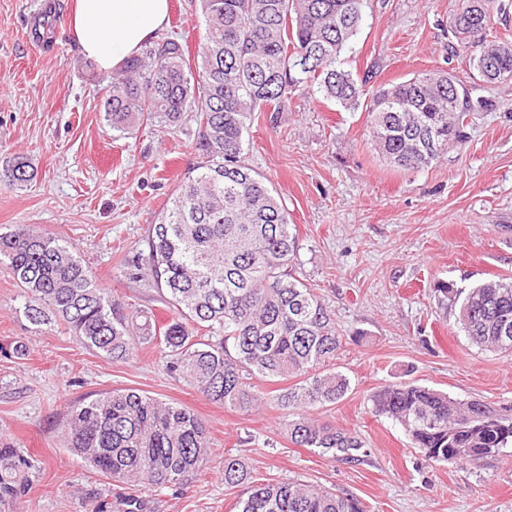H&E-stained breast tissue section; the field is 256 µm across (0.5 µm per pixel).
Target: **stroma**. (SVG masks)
Instances as JSON below:
<instances>
[{"label":"stroma","instance_id":"35a3bbf8","mask_svg":"<svg viewBox=\"0 0 512 512\" xmlns=\"http://www.w3.org/2000/svg\"><path fill=\"white\" fill-rule=\"evenodd\" d=\"M71 3L0 0V164L20 155L36 173L23 189L0 183V228L67 238L99 287L161 327L172 311L128 263L147 257L149 226L199 156L178 132L107 126L101 88L68 26ZM461 4L368 0L342 63L375 85L452 70L473 97L493 104L471 114L464 147L423 170L394 171L364 111L303 91L282 111L256 115L247 135L243 161L285 204L297 229L296 269L344 338L336 368L350 390L314 415L356 433L369 457L344 464L293 445L287 412L212 403L169 374L152 347L115 363L63 322L35 328L22 314L21 288L0 269V445L36 465L30 491L9 512H85L94 498L118 512L111 479L64 448L61 426L68 405L125 388L188 408L209 429L202 474L151 497V512H233L237 497L224 490L230 454L271 478L352 494L366 512H512V446L475 466L430 464L369 400L381 386L413 379L461 400L512 406V356L473 345L442 294L512 277V82L482 81L449 54ZM165 29L184 34L198 56L206 25L196 0H170Z\"/></svg>","mask_w":512,"mask_h":512}]
</instances>
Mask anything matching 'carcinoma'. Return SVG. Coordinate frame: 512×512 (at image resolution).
Listing matches in <instances>:
<instances>
[{
    "label": "carcinoma",
    "mask_w": 512,
    "mask_h": 512,
    "mask_svg": "<svg viewBox=\"0 0 512 512\" xmlns=\"http://www.w3.org/2000/svg\"><path fill=\"white\" fill-rule=\"evenodd\" d=\"M366 0H198L207 33L198 71L187 67L175 34L146 43L105 77V120L116 130L159 125L182 132L201 162L187 172L165 213L148 230L144 276L175 316L162 331L99 287L73 246L27 225L0 233V267L24 288L23 313L35 327L59 320L83 344L122 363L137 345L155 344L167 370L193 381L210 401L248 410L288 409L290 441L343 463L370 455L361 438L307 410L334 405L350 380L334 367L343 347L336 323L314 290L291 269L297 237L288 211L242 155L257 112H279L288 95L315 91L346 108L365 107L372 140L394 168L419 171L448 148L467 143L471 98L447 72L394 84L357 82L338 66L358 35ZM495 0H462L450 53L468 57L486 77V60L512 76V41H488ZM33 179L24 156L0 168L19 188ZM457 323L471 343L512 355V278L460 294ZM292 384L276 394L251 380ZM375 413L400 423L428 463L477 464L512 443V414L462 401L415 381L370 395ZM64 447L112 482L130 486L122 512H149L138 494L182 488L200 475L210 448L205 424L189 409L138 389L114 390L74 405L63 423ZM32 465L18 448H0V508L29 491ZM245 487L238 512H364L353 495L303 480L255 477L245 462L224 458V489Z\"/></svg>",
    "instance_id": "cac0c4a2"
}]
</instances>
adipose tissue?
I'll use <instances>...</instances> for the list:
<instances>
[{"instance_id":"obj_1","label":"adipose tissue","mask_w":512,"mask_h":512,"mask_svg":"<svg viewBox=\"0 0 512 512\" xmlns=\"http://www.w3.org/2000/svg\"><path fill=\"white\" fill-rule=\"evenodd\" d=\"M169 0H74L69 27L102 71L119 68L168 20Z\"/></svg>"}]
</instances>
